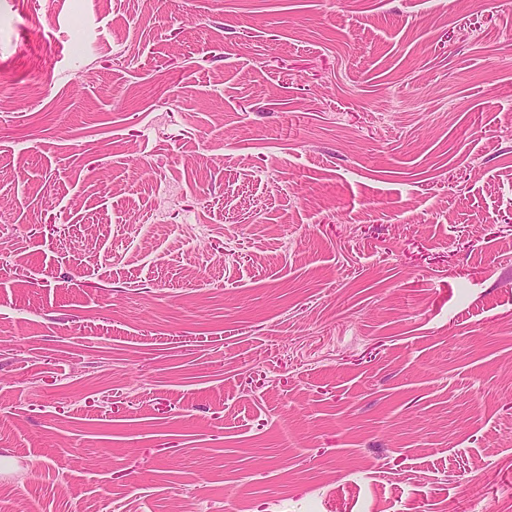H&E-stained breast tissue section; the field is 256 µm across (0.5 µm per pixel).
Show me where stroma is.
<instances>
[{
    "instance_id": "1",
    "label": "stroma",
    "mask_w": 512,
    "mask_h": 512,
    "mask_svg": "<svg viewBox=\"0 0 512 512\" xmlns=\"http://www.w3.org/2000/svg\"><path fill=\"white\" fill-rule=\"evenodd\" d=\"M0 488L512 512V0H0Z\"/></svg>"
}]
</instances>
